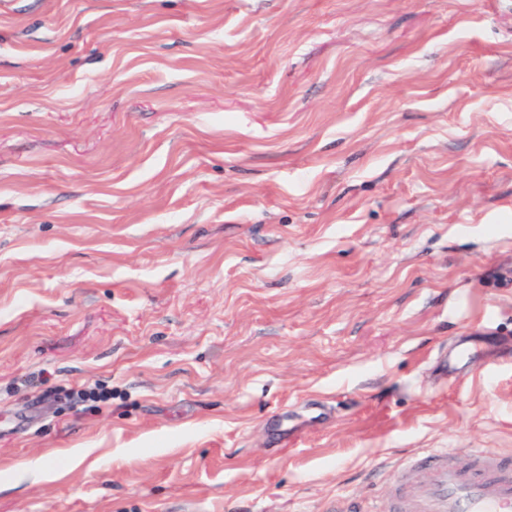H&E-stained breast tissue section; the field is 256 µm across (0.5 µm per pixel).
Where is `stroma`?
<instances>
[{
	"label": "stroma",
	"mask_w": 512,
	"mask_h": 512,
	"mask_svg": "<svg viewBox=\"0 0 512 512\" xmlns=\"http://www.w3.org/2000/svg\"><path fill=\"white\" fill-rule=\"evenodd\" d=\"M424 448L512 455V0H0V512H360Z\"/></svg>",
	"instance_id": "stroma-1"
}]
</instances>
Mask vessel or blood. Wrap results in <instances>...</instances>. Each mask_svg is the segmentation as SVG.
I'll return each mask as SVG.
<instances>
[{"instance_id": "1", "label": "vessel or blood", "mask_w": 512, "mask_h": 512, "mask_svg": "<svg viewBox=\"0 0 512 512\" xmlns=\"http://www.w3.org/2000/svg\"><path fill=\"white\" fill-rule=\"evenodd\" d=\"M388 512H512V458L425 451L397 469Z\"/></svg>"}]
</instances>
